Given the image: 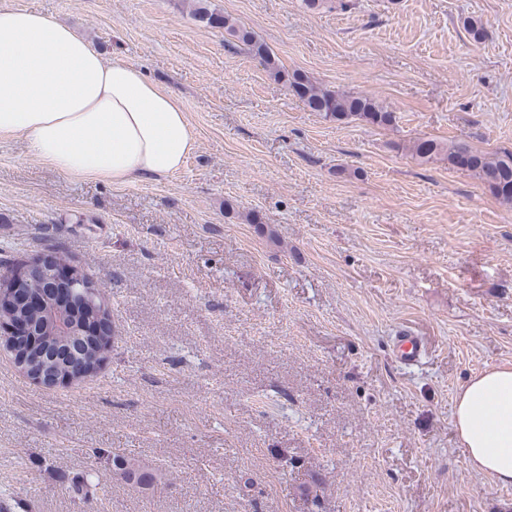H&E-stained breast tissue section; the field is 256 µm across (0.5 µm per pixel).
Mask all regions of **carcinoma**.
I'll use <instances>...</instances> for the list:
<instances>
[{
    "label": "carcinoma",
    "mask_w": 512,
    "mask_h": 512,
    "mask_svg": "<svg viewBox=\"0 0 512 512\" xmlns=\"http://www.w3.org/2000/svg\"><path fill=\"white\" fill-rule=\"evenodd\" d=\"M196 2L194 14L199 21L235 37L274 78L284 81L289 92L301 100L309 111L329 120H360L377 127L395 124V113L366 95L331 90L299 70H283L269 47L256 40L251 31L230 16L211 10L206 0ZM410 151L424 162L446 158L448 163L475 175L501 204L512 207V151L488 153L463 143L447 144L429 138L413 143ZM35 291L43 297V314L31 317L25 306H15L17 316L31 318L34 340L30 354L48 363L49 368L57 372H74L80 364L101 357L111 337L65 336L61 333V326L66 323L79 326L100 321L101 311L79 305L70 289L60 283L42 280L37 283ZM73 492L83 499L92 493L99 500L106 495L105 476L93 470L80 485L74 487Z\"/></svg>",
    "instance_id": "1"
}]
</instances>
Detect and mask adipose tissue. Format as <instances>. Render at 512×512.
<instances>
[{"label": "adipose tissue", "instance_id": "1", "mask_svg": "<svg viewBox=\"0 0 512 512\" xmlns=\"http://www.w3.org/2000/svg\"><path fill=\"white\" fill-rule=\"evenodd\" d=\"M16 136L70 178L118 185L171 176L195 148L172 92L65 24L0 9V138ZM454 428L475 472L512 484V366L460 388Z\"/></svg>", "mask_w": 512, "mask_h": 512}]
</instances>
